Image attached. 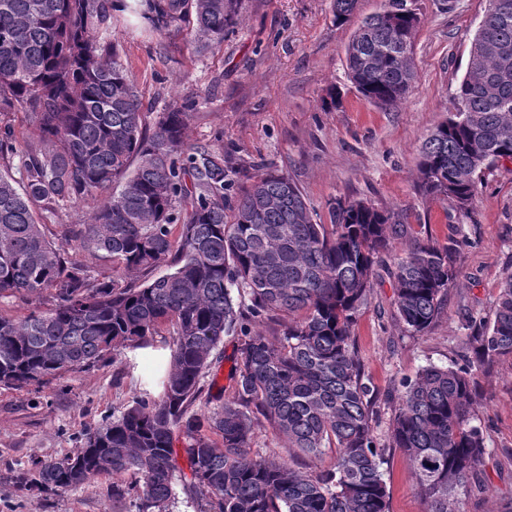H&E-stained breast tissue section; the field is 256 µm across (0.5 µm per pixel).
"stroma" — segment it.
<instances>
[{
    "label": "stroma",
    "instance_id": "35a3bbf8",
    "mask_svg": "<svg viewBox=\"0 0 512 512\" xmlns=\"http://www.w3.org/2000/svg\"><path fill=\"white\" fill-rule=\"evenodd\" d=\"M485 0H416V79L398 106L363 99L347 76L345 47L355 22L337 25L333 0H242L236 27L216 49L199 50L185 33L159 38L115 18L112 39L137 84L146 126L158 112L191 102L188 139L224 150L247 165L288 174L321 222L327 203L346 196L400 212L406 236L433 238L452 249L458 282L441 317L423 335H410L394 311L389 278L376 280L352 330L366 376L378 392L376 435L386 444L383 466L390 512H425L413 465L388 447L394 395L425 366L458 362L470 324L492 314L500 285L512 273V161L487 171L469 216L418 186L420 148L453 109ZM336 88L341 103L322 100ZM170 350L164 337L131 352L80 368L43 387L0 386V512H127L112 501V479L99 476L67 493H31L16 477L32 461L74 452L89 428L133 404L142 382ZM475 422L488 435L480 493L461 499L463 512H496L512 500V357L480 377Z\"/></svg>",
    "mask_w": 512,
    "mask_h": 512
}]
</instances>
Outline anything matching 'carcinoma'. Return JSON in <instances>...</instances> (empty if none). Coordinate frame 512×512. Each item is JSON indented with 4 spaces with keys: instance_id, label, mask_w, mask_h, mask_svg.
Returning a JSON list of instances; mask_svg holds the SVG:
<instances>
[{
    "instance_id": "carcinoma-1",
    "label": "carcinoma",
    "mask_w": 512,
    "mask_h": 512,
    "mask_svg": "<svg viewBox=\"0 0 512 512\" xmlns=\"http://www.w3.org/2000/svg\"><path fill=\"white\" fill-rule=\"evenodd\" d=\"M472 40L454 111L424 140L417 165L429 196L469 216L484 170L512 160V0H495ZM358 0H334L336 23ZM241 0H0V116L24 109L36 141L19 148L0 129V297L54 303L22 319L0 315V386L23 389L150 344L166 328L170 357L144 397L87 432L77 450L17 475L29 492L68 493L98 476L112 501L170 512L175 473L200 491L198 512H389L385 448L374 426L377 396L353 342L375 266L404 233L402 215L334 198L329 223L314 218L298 186L273 169H249L207 144L188 142L189 112L173 106L147 133L140 91L111 40L126 11L167 35L192 24L191 43L217 48L239 20ZM414 0H383L345 48L350 81L369 102L396 106L413 87ZM93 202L81 224L43 222ZM112 267L94 274L79 255ZM167 273L156 276L161 264ZM137 273L131 285L123 275ZM395 312L420 335L443 312L457 271L448 246L411 245L392 272ZM288 321L255 330L256 321ZM238 335L234 396L202 399L224 336ZM512 356V274L488 322L473 324L469 354L430 365L403 385L389 447L413 463L426 512H461L478 481L487 434L474 424L480 374ZM265 423L302 471L253 451ZM184 439L174 447L175 436ZM185 457L187 469L179 466Z\"/></svg>"
}]
</instances>
